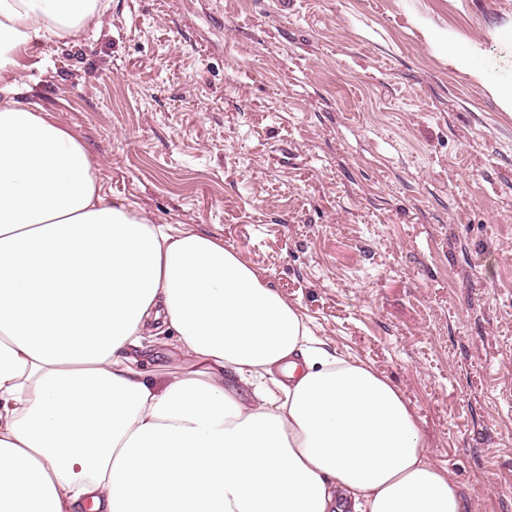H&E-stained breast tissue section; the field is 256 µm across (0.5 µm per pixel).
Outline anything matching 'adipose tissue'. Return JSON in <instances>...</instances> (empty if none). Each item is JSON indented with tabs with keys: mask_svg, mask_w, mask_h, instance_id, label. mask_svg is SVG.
Here are the masks:
<instances>
[{
	"mask_svg": "<svg viewBox=\"0 0 512 512\" xmlns=\"http://www.w3.org/2000/svg\"><path fill=\"white\" fill-rule=\"evenodd\" d=\"M105 0H0V512H465L403 394L216 236L112 203L26 58ZM173 347L157 376L143 353ZM148 358L153 363V367L157 368L159 374L178 371L185 365L183 358L172 347L155 346L150 348Z\"/></svg>",
	"mask_w": 512,
	"mask_h": 512,
	"instance_id": "ef3b65f1",
	"label": "adipose tissue"
}]
</instances>
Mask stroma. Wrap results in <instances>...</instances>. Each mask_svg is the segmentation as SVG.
Here are the masks:
<instances>
[{"instance_id":"1","label":"stroma","mask_w":512,"mask_h":512,"mask_svg":"<svg viewBox=\"0 0 512 512\" xmlns=\"http://www.w3.org/2000/svg\"><path fill=\"white\" fill-rule=\"evenodd\" d=\"M452 44L512 81V0H112L25 100L384 374L467 512H512V112ZM448 52H450L458 67L472 73L480 82L487 86L488 90L494 94L502 108L505 111L512 112V84H493L488 83L485 74L478 70L473 63V57L469 51H464L449 45Z\"/></svg>"}]
</instances>
